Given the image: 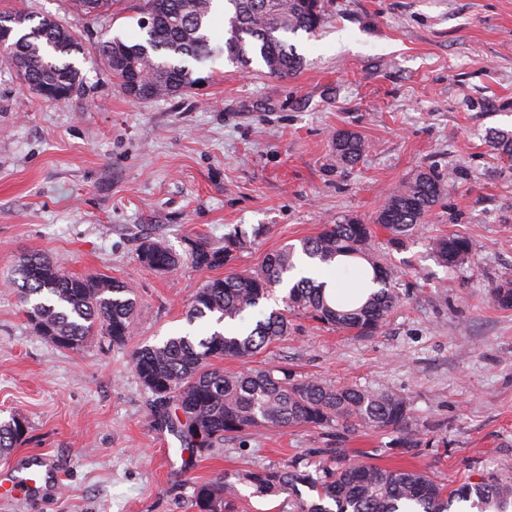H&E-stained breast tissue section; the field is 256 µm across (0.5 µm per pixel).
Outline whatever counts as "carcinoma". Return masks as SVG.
<instances>
[{
	"instance_id": "obj_1",
	"label": "carcinoma",
	"mask_w": 512,
	"mask_h": 512,
	"mask_svg": "<svg viewBox=\"0 0 512 512\" xmlns=\"http://www.w3.org/2000/svg\"><path fill=\"white\" fill-rule=\"evenodd\" d=\"M85 14L106 16L112 0H72ZM143 0L148 22L142 41L128 44L115 37L102 42L98 53L103 68L127 92L138 80L139 101L183 94L197 83L188 60L203 63L215 52L210 18L213 0ZM325 21L322 0H224V51L230 60L247 67L261 61L268 73L285 78L303 66V56L289 36L311 34ZM12 25L14 37L0 46V60L23 76L36 94L67 88L78 93L80 71L63 57L83 51L79 35L49 17L21 10L0 11V25ZM491 147L512 160V130L496 131ZM336 163L356 164L366 151L355 132H338L333 141ZM446 191L444 179L431 170H418L402 183L378 212L375 223L400 243L418 231L424 216ZM244 244L237 236L224 248L205 241L192 247L198 269L221 267ZM151 250L148 267L170 271L179 259L168 247L146 240L138 258ZM441 263L460 266L471 253L470 241L446 236L436 242ZM331 264L349 258L361 267L360 280L376 285L350 303L326 294L325 282L302 276L282 297L284 309L265 312L260 302L275 295L297 269V253ZM21 281L20 297L34 329L61 349H77L90 337L122 344L132 333L137 311L133 288L110 277H78L64 273L56 262L25 255L15 269ZM392 270L375 254L373 230L368 224L345 218L325 225L300 245L286 244L268 254L252 272L207 280L194 294L189 324L209 318L224 330L205 336H169L147 344L133 355V369L153 396V412L180 443L208 450L227 435L252 428L310 427L392 430L406 452L427 448L431 441L421 425L411 420L406 398L388 388L368 389L349 383L333 384L319 378L297 379L286 366L253 367L226 373L212 363L224 357L247 361L288 334V315H306L338 331L370 334L379 330L400 298L391 288ZM25 419L11 415L0 420V456L10 453L26 436L19 429ZM315 469H310V466ZM273 498L284 497L288 512H451L454 503L472 501L477 512H512V474L450 488L427 472L386 468L346 456L312 464L294 456L280 466L261 467L220 476L194 487L192 505L198 512H235L240 487ZM316 493L304 497L302 488Z\"/></svg>"
}]
</instances>
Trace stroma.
I'll return each instance as SVG.
<instances>
[{"label":"stroma","mask_w":512,"mask_h":512,"mask_svg":"<svg viewBox=\"0 0 512 512\" xmlns=\"http://www.w3.org/2000/svg\"><path fill=\"white\" fill-rule=\"evenodd\" d=\"M142 5L113 0L111 15L95 17L71 0H0V11L73 28L84 46L72 57L82 88L58 104L0 64V415L27 421L0 468L52 465L38 492L0 498V512H195L194 483L330 449L426 469L450 485L512 473V307L489 297L512 284V161L488 143L512 129V0H324V25L293 39L305 59L295 75L221 54L194 65L201 86L136 103L96 47L105 32L139 40ZM344 129L368 149L340 168L332 137ZM420 169L450 182L419 233L393 244L375 218ZM347 217L372 225L399 305L368 336L294 317L255 363L393 389L432 447L400 454L389 431L288 427L181 450L155 421L134 352L204 330L186 312L206 280L256 270L266 254ZM234 233L245 245L231 261L193 266L194 242L220 248ZM448 235L472 241L469 261L453 270L433 250ZM147 239L180 266L141 264ZM33 253L71 275L131 284L137 317L126 342L93 337L66 350L39 336L14 275Z\"/></svg>","instance_id":"stroma-1"}]
</instances>
